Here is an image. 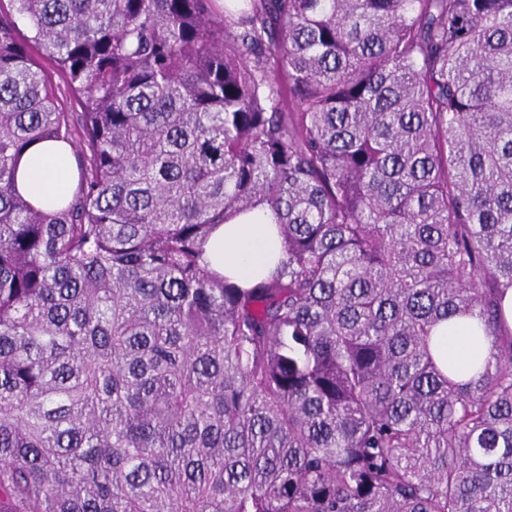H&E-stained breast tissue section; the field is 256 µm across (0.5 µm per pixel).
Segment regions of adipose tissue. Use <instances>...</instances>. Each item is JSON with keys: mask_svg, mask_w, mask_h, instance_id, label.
Wrapping results in <instances>:
<instances>
[{"mask_svg": "<svg viewBox=\"0 0 512 512\" xmlns=\"http://www.w3.org/2000/svg\"><path fill=\"white\" fill-rule=\"evenodd\" d=\"M73 154L63 143L32 144L18 162L16 184L34 204L53 208L66 202L74 186ZM282 256L277 226L270 211L258 207L218 226L205 246L212 270L249 285L265 277ZM443 363L458 370L485 355L486 341L462 323L440 326L433 338Z\"/></svg>", "mask_w": 512, "mask_h": 512, "instance_id": "ef3b65f1", "label": "adipose tissue"}]
</instances>
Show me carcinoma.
Segmentation results:
<instances>
[{
    "instance_id": "obj_1",
    "label": "carcinoma",
    "mask_w": 512,
    "mask_h": 512,
    "mask_svg": "<svg viewBox=\"0 0 512 512\" xmlns=\"http://www.w3.org/2000/svg\"><path fill=\"white\" fill-rule=\"evenodd\" d=\"M510 290L512 0H0V512H512ZM73 169L68 145L36 142L18 162L16 184L34 204L54 208L70 198L75 183ZM266 207L230 218L205 245L209 267L242 285L265 277L282 258L277 226ZM437 355L440 360L457 370L469 368L473 359L485 355L486 341L470 331L463 323H452L440 326L433 338Z\"/></svg>"
}]
</instances>
